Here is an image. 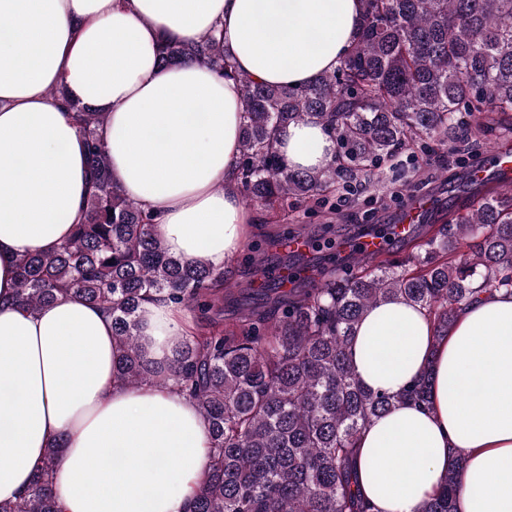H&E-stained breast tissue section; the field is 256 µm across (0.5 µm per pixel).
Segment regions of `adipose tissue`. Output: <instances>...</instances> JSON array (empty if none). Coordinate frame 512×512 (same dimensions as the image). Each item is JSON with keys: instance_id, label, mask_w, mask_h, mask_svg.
<instances>
[{"instance_id": "adipose-tissue-1", "label": "adipose tissue", "mask_w": 512, "mask_h": 512, "mask_svg": "<svg viewBox=\"0 0 512 512\" xmlns=\"http://www.w3.org/2000/svg\"><path fill=\"white\" fill-rule=\"evenodd\" d=\"M362 0H0V501L21 497L58 447L60 512H187L212 450L195 401L174 386L118 380L112 319L64 296L15 302L20 256L71 235L89 196L87 150L70 99L106 114L99 130L124 193L154 213L164 248L222 268L253 221L236 183L238 82L185 63L163 41L222 24L239 71L304 85L336 69L357 36ZM279 150L321 169L335 143L312 122ZM190 318L148 305L146 357H171ZM418 307L396 299L359 322L352 359L365 387L394 395L430 373L427 408L400 404L357 443L361 491L376 512H417L444 483L448 451L467 449L458 512H512V294L481 295L440 345Z\"/></svg>"}]
</instances>
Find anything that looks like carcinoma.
<instances>
[{
  "mask_svg": "<svg viewBox=\"0 0 512 512\" xmlns=\"http://www.w3.org/2000/svg\"><path fill=\"white\" fill-rule=\"evenodd\" d=\"M363 2L354 45L304 86L239 73L215 30L162 43L165 66L196 61L239 81L238 192L263 210V223L293 225L280 243L301 236L309 203L328 218L336 184L347 188L405 150L468 136L506 144L512 134V0ZM72 107L91 193L64 244L18 260L15 302L34 311L72 294L101 307L112 316L121 381H170L196 400L213 457L189 512H373L359 491L360 435L404 400L427 404L431 384L424 374L398 396L364 387L349 353L356 325L369 309L402 299L428 313L438 344L465 305L512 291V181L472 184L438 223L402 238L403 254L385 249L327 266L312 287L281 291L268 310L225 327L224 271L165 250L156 216L112 183L99 137L105 114ZM305 121L336 141L338 154L320 170L291 169L278 150L286 128ZM157 301L206 322L165 375L146 363L138 335L145 306ZM448 458L446 482L418 512H457L468 451L450 448ZM56 462L48 449L24 496L0 501V512H56Z\"/></svg>",
  "mask_w": 512,
  "mask_h": 512,
  "instance_id": "cac0c4a2",
  "label": "carcinoma"
}]
</instances>
